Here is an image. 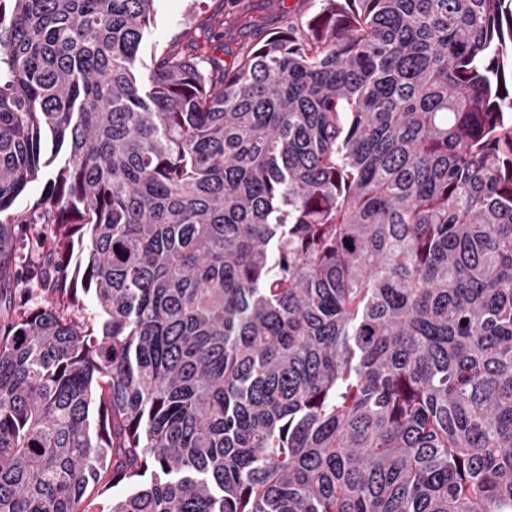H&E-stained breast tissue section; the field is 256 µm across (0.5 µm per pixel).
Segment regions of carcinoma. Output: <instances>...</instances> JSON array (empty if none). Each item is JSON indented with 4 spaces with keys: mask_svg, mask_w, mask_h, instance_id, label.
Here are the masks:
<instances>
[{
    "mask_svg": "<svg viewBox=\"0 0 512 512\" xmlns=\"http://www.w3.org/2000/svg\"><path fill=\"white\" fill-rule=\"evenodd\" d=\"M154 2L0 0V512H512V0L144 78ZM51 165L84 288L19 307ZM52 176V173L48 172L44 177H41L39 180L29 184L24 193L17 199L12 212L20 215V221L27 219L34 203L44 196L47 188V181Z\"/></svg>",
    "mask_w": 512,
    "mask_h": 512,
    "instance_id": "1",
    "label": "carcinoma"
}]
</instances>
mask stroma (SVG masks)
<instances>
[{
	"label": "stroma",
	"instance_id": "obj_1",
	"mask_svg": "<svg viewBox=\"0 0 512 512\" xmlns=\"http://www.w3.org/2000/svg\"><path fill=\"white\" fill-rule=\"evenodd\" d=\"M319 9L320 0H155L137 67L149 73L155 58L175 44L192 45L204 65L227 61L243 48L261 45L289 22L309 20ZM230 11L248 12L259 23L229 32L219 29V18Z\"/></svg>",
	"mask_w": 512,
	"mask_h": 512
}]
</instances>
